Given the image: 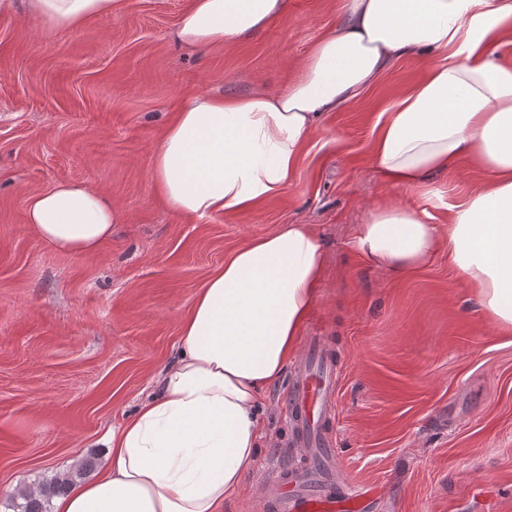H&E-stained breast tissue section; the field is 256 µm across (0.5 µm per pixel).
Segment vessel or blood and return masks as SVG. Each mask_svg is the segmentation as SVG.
I'll list each match as a JSON object with an SVG mask.
<instances>
[{"label":"vessel or blood","mask_w":512,"mask_h":512,"mask_svg":"<svg viewBox=\"0 0 512 512\" xmlns=\"http://www.w3.org/2000/svg\"><path fill=\"white\" fill-rule=\"evenodd\" d=\"M335 390L336 362L323 337H311L287 399L294 432L305 453L293 470L275 476L268 494L274 512H336L340 503L346 505V512H356L359 491L349 488L336 496L330 492L336 482V453L322 424Z\"/></svg>","instance_id":"obj_1"}]
</instances>
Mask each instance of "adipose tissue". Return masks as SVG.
<instances>
[{
  "label": "adipose tissue",
  "instance_id": "1",
  "mask_svg": "<svg viewBox=\"0 0 512 512\" xmlns=\"http://www.w3.org/2000/svg\"><path fill=\"white\" fill-rule=\"evenodd\" d=\"M22 2L49 34L111 18L116 0ZM286 9L287 0H194L175 38L221 47ZM511 36L512 0H347L341 24L319 37L288 87L186 99L153 152L152 187L190 221L278 199L327 112L395 60L423 53V74L380 114L371 144L379 174L423 205H370L349 249L392 279L447 253L483 312L511 330L512 67L498 59ZM465 164L481 182L434 223L430 209L445 196L434 176ZM26 220L46 244L89 255L112 235V201L62 180L29 196ZM324 270L323 241L308 224L282 225L226 257L181 319L180 354L158 393L108 434L107 466L54 512H224L257 459L261 397L299 349Z\"/></svg>",
  "mask_w": 512,
  "mask_h": 512
}]
</instances>
